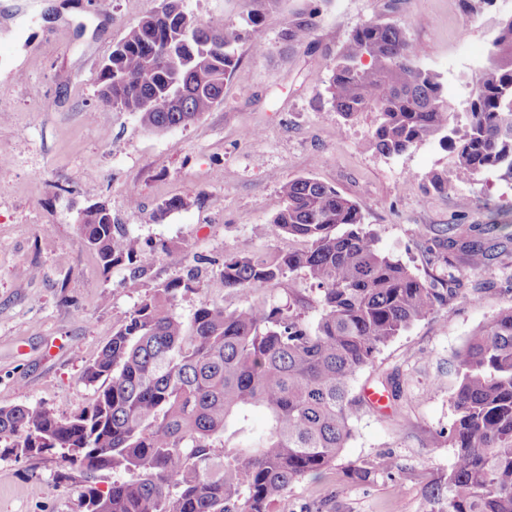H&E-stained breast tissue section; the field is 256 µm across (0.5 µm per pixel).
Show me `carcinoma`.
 Wrapping results in <instances>:
<instances>
[{
  "label": "carcinoma",
  "instance_id": "obj_1",
  "mask_svg": "<svg viewBox=\"0 0 512 512\" xmlns=\"http://www.w3.org/2000/svg\"><path fill=\"white\" fill-rule=\"evenodd\" d=\"M279 0H245L236 24L198 20L182 0L158 5L132 25L100 73L102 99L164 131L185 126L220 102L224 81L240 74L236 46L258 31ZM314 16L284 20L282 39L300 45ZM494 56L472 80L471 123L461 137L439 73L423 69L406 31L359 23L340 46L327 81L332 108L350 120L377 113L376 149L398 156L436 140L456 154L452 176L470 181L494 169L512 181V16L502 20ZM282 209L270 234L305 242L296 250L231 252L212 287L251 293L302 272L319 298L317 322L296 306L205 304L185 321L172 311L180 293L200 288L190 273L158 286L112 335L82 379L100 384L94 403L60 418L43 405H0V440L20 456L54 454L56 480H84L85 512H272L292 483L319 475L352 435L351 381L411 325L457 297L453 275L421 279L378 246L361 206L310 176L279 186ZM78 227L103 272H145L158 249L112 223L103 202L83 209ZM486 227L448 225L446 247L464 232L473 268L489 260ZM456 418L448 433L456 463L429 492L431 512H512V305L476 329L457 356ZM393 403L401 389L379 380ZM264 409L265 433L224 448L221 436L245 433L246 414ZM127 475L106 488L104 474Z\"/></svg>",
  "mask_w": 512,
  "mask_h": 512
}]
</instances>
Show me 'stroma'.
Here are the masks:
<instances>
[{
  "label": "stroma",
  "instance_id": "stroma-1",
  "mask_svg": "<svg viewBox=\"0 0 512 512\" xmlns=\"http://www.w3.org/2000/svg\"><path fill=\"white\" fill-rule=\"evenodd\" d=\"M156 0H0V404H41L67 417L90 406L96 389L82 380L116 330L159 285L195 268L204 286L177 296L183 319L204 304L232 310L247 302L305 301L316 321L317 292L292 273L244 295L210 287L228 252L301 248L268 228L282 206L280 182L312 176L358 202L380 248L420 278L441 273L442 230L486 224L488 263L472 268L455 250L460 294L414 323L357 373L362 396L378 377L396 376L404 396L377 410L358 407L352 435L335 465L303 477L275 512H430L428 488L456 461L448 445L455 419L454 355L499 309L512 305V182L499 172L428 186L452 171L456 156L427 142L387 157L372 140L376 115L343 119L326 81L337 49L361 21L404 27L419 64L443 77L451 125L467 130L469 86L487 64L512 0H280L258 32L240 42V76L224 98L187 126L148 129L139 114L99 97L100 70L114 44ZM314 16L306 42L282 40L287 16ZM254 137H246V130ZM140 204L130 207L129 189ZM173 197L182 209L160 213ZM104 202L126 233L161 245L145 274L103 272L78 229L80 211ZM393 470H384L383 460ZM368 468L365 480L352 475ZM56 457L0 450V512H84L82 476L58 483Z\"/></svg>",
  "mask_w": 512,
  "mask_h": 512
}]
</instances>
